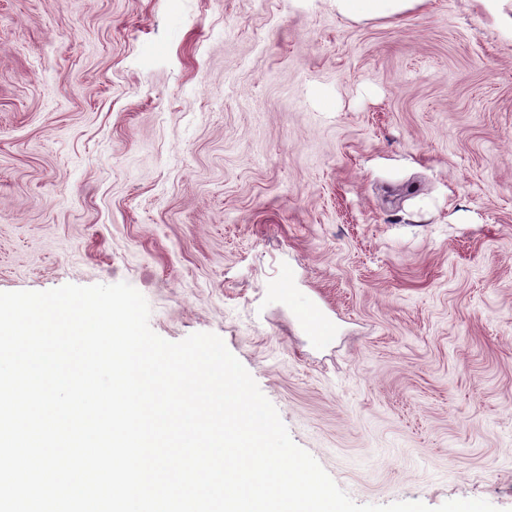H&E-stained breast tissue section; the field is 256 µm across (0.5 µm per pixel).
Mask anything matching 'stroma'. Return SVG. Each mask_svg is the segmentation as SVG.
Here are the masks:
<instances>
[{
    "mask_svg": "<svg viewBox=\"0 0 512 512\" xmlns=\"http://www.w3.org/2000/svg\"><path fill=\"white\" fill-rule=\"evenodd\" d=\"M121 281L354 501L512 512V36L479 0H0V291ZM336 8L354 20L390 17L402 20L420 7L425 0H333ZM291 303L304 316L313 342L319 346L326 345L332 337L331 328L320 310L303 296H292Z\"/></svg>",
    "mask_w": 512,
    "mask_h": 512,
    "instance_id": "obj_1",
    "label": "stroma"
}]
</instances>
